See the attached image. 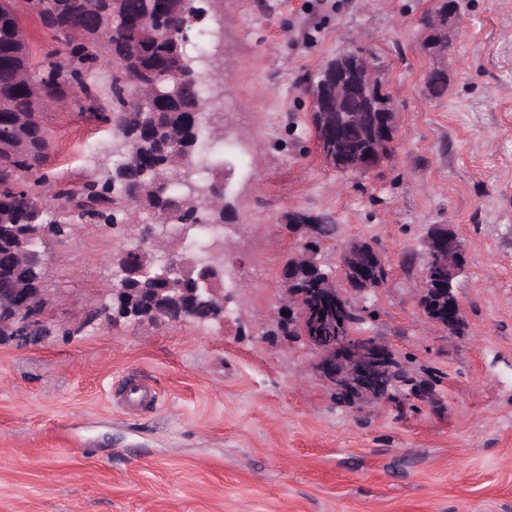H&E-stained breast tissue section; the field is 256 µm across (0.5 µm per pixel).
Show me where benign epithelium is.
Listing matches in <instances>:
<instances>
[{"mask_svg":"<svg viewBox=\"0 0 512 512\" xmlns=\"http://www.w3.org/2000/svg\"><path fill=\"white\" fill-rule=\"evenodd\" d=\"M455 15V2L448 0V5L436 10L424 20L430 31V41L426 52L439 56L448 52V40L442 38L448 32V19ZM340 63L336 70V91L328 98L325 111L344 116L343 121L336 122V136L346 130L358 127L355 112L350 109L351 102L359 96L384 95L383 83L374 60L360 48L348 47L340 52ZM379 119L374 125L370 139L374 149L353 157L333 153L318 140L321 155L341 170L354 167L361 172H369L382 161L383 154L392 150L398 134V112L390 99H380ZM453 225L438 224L424 238L426 255L440 259L448 270V281L457 279L466 269V251L452 235ZM192 228L182 224H138L134 234V245L123 251L119 261L112 262L116 268L114 287L110 294L120 291L131 293L132 289H117L118 283L126 284L121 279L122 270L127 276L142 272L140 264L145 255L160 241L185 242ZM362 252L360 242L347 244L341 252L343 273L356 281L357 287L318 288L323 300L336 310V335H323L326 324L322 311L315 302L309 300L306 292L293 286V272L301 267L318 276L323 275L322 261L319 255H308L305 263L295 262L288 270L280 273L281 298L278 311L273 318L279 323H288V328L298 337L285 336L283 340L292 342L296 339L304 343L313 354L309 365L310 372L318 378L332 393L350 407L359 408L367 403L386 401L390 397V384L401 368V362L395 350L387 343L370 336H351L343 333L344 326L364 313V301L374 289L381 287L389 277L387 267L374 277L362 273ZM166 261L172 271V277L166 279L165 294L186 297L179 308H162L157 316L172 323L192 322L196 320L195 300L189 289L182 287L183 259L176 250L166 254ZM208 277L204 292L210 299V318L216 323H224V250L218 246L207 264ZM66 305V298L54 288L43 285L41 288H0V323L3 319L12 320L6 332L12 334L16 345L37 344L46 340V324L54 320L58 312ZM91 319L102 324L112 323V302L94 301L91 307Z\"/></svg>","mask_w":512,"mask_h":512,"instance_id":"benign-epithelium-1","label":"benign epithelium"}]
</instances>
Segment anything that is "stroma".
<instances>
[{
    "instance_id": "1",
    "label": "stroma",
    "mask_w": 512,
    "mask_h": 512,
    "mask_svg": "<svg viewBox=\"0 0 512 512\" xmlns=\"http://www.w3.org/2000/svg\"><path fill=\"white\" fill-rule=\"evenodd\" d=\"M437 0H219L224 125L247 164L227 184L232 283L223 325L66 328L112 283L128 235L86 224L49 241V287L67 305L53 336L0 345V512H512V0H461L448 24L443 98L423 48ZM377 57L399 113L391 156L342 175L317 150L307 81L346 47ZM44 168L78 185L119 163L112 133L67 104L47 117ZM300 209L331 214L320 258L374 242L391 269L361 335L435 383L438 402L362 410L310 374L312 353L268 322ZM453 225L466 329H432L418 304L422 240ZM155 401L131 409L126 380Z\"/></svg>"
}]
</instances>
